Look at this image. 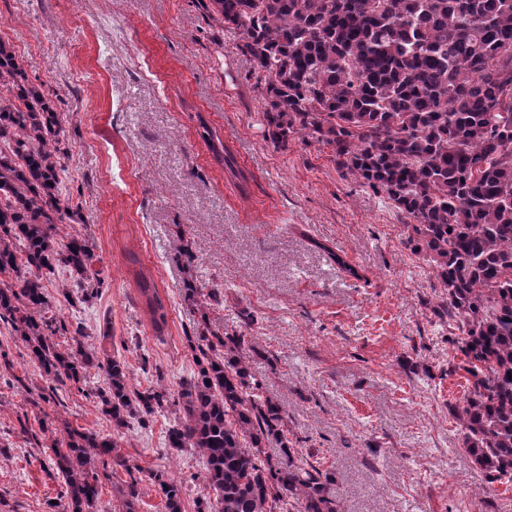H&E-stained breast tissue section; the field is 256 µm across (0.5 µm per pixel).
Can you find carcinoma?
<instances>
[{
	"mask_svg": "<svg viewBox=\"0 0 512 512\" xmlns=\"http://www.w3.org/2000/svg\"><path fill=\"white\" fill-rule=\"evenodd\" d=\"M224 29L239 36L262 85L267 137L282 149L303 135L329 147L342 177L384 193L415 220L406 243L425 253L446 291L437 311L462 336L457 369L471 390L456 411L462 444L490 482H512V0H209ZM0 320L25 341L39 369L81 382L108 376L101 393L114 428L151 415L165 387L128 386L126 364L99 358L48 306L42 271L59 263L78 279L94 277V255L75 236L56 240L79 204L62 195L63 115L44 84L0 41ZM140 292L156 331L167 314L158 293ZM197 370L180 393L183 416L169 430L172 448L205 458L203 482L215 498L196 512H341L333 474L295 462L280 407L251 381L252 346L242 334L219 335L207 313L191 341ZM53 449L68 487L66 512H91L98 464L115 439L67 431ZM274 440L282 456H261ZM166 512H182L177 484L155 474Z\"/></svg>",
	"mask_w": 512,
	"mask_h": 512,
	"instance_id": "carcinoma-1",
	"label": "carcinoma"
}]
</instances>
